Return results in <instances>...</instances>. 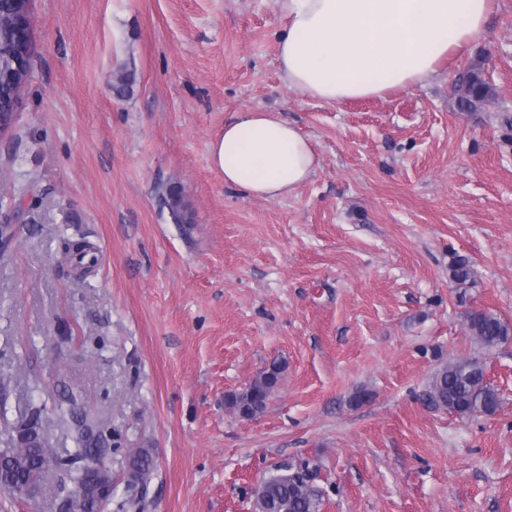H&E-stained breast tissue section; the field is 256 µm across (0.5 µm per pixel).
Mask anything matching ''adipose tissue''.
I'll use <instances>...</instances> for the list:
<instances>
[{"label":"adipose tissue","mask_w":512,"mask_h":512,"mask_svg":"<svg viewBox=\"0 0 512 512\" xmlns=\"http://www.w3.org/2000/svg\"><path fill=\"white\" fill-rule=\"evenodd\" d=\"M288 20L278 60L289 86L328 103L411 89L481 38L495 0H279ZM225 185L275 200L319 165L297 129L274 111L225 123L209 146Z\"/></svg>","instance_id":"adipose-tissue-1"}]
</instances>
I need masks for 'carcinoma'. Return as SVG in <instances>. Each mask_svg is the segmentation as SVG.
Returning <instances> with one entry per match:
<instances>
[{
    "label": "carcinoma",
    "instance_id": "carcinoma-1",
    "mask_svg": "<svg viewBox=\"0 0 512 512\" xmlns=\"http://www.w3.org/2000/svg\"><path fill=\"white\" fill-rule=\"evenodd\" d=\"M23 5V0H0V115L16 107V92L22 90L30 76V65L19 67L11 61V28L13 16ZM460 100L470 106L483 100L490 93V86L479 72H471L458 86ZM163 205L170 211L183 202L181 188L170 184L161 190ZM452 279L465 284L471 277L470 262L459 256L450 265ZM466 327L481 347L491 349L512 339V326L495 314L480 309L466 311ZM283 366L272 362L261 371L241 392L232 393L224 404L249 418L263 412L267 401L275 391ZM427 396L438 408L460 417L478 411L485 414L496 412L500 396L497 388L487 381L485 367L471 359H454L442 364L432 375ZM70 403V438L73 447L57 453V472L72 486L70 493L78 492L85 497L80 506H72V500L64 498L59 512H102L112 501L114 488L107 473L89 464L112 461V433L102 425L76 413V398ZM39 418L29 422L30 435L22 444L0 456V490L13 482L45 483L47 472L42 468V458L51 446L37 427ZM126 466L131 481L147 485L154 469V458L148 448H134L126 453ZM267 499L261 512H319L322 492L315 485L314 470L308 463L296 467L281 464L264 479Z\"/></svg>",
    "mask_w": 512,
    "mask_h": 512
}]
</instances>
